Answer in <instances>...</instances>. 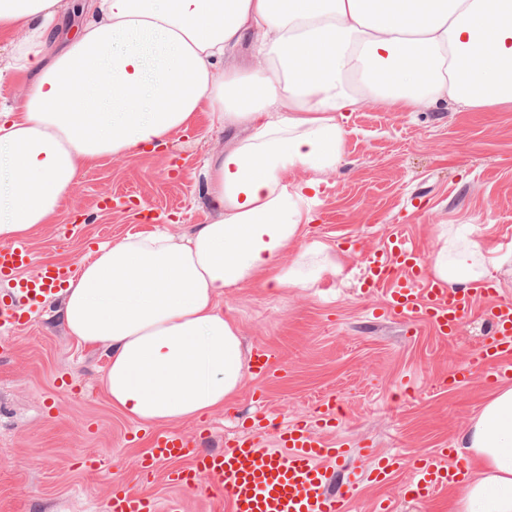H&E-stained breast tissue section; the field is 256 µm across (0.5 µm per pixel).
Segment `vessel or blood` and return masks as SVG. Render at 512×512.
<instances>
[{"instance_id": "1", "label": "vessel or blood", "mask_w": 512, "mask_h": 512, "mask_svg": "<svg viewBox=\"0 0 512 512\" xmlns=\"http://www.w3.org/2000/svg\"><path fill=\"white\" fill-rule=\"evenodd\" d=\"M73 275L68 265L35 263L26 241L0 247V281L10 283L12 292L0 298V333L28 324ZM368 284L383 289L384 314L407 324H428L445 338L453 337L473 310H480L493 326L492 338L479 351L485 381L492 384L512 374V303L498 301L494 285L448 287L432 279L418 250L398 237L370 255ZM339 420L335 404L327 402L310 422L283 429L275 447L243 437L210 453L198 452L194 438L185 434L157 432L140 460V472L146 478L164 472L167 482L185 491L205 484L222 488L229 512H350L349 492L327 489L325 463L344 451L312 434L313 428H332ZM400 472L408 475L406 490L412 497L429 500L458 486L465 469L451 449L441 448L411 459L398 453L374 459L363 475L381 482ZM102 509L160 512V505L153 496L132 492L113 478Z\"/></svg>"}]
</instances>
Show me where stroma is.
<instances>
[{
  "label": "stroma",
  "mask_w": 512,
  "mask_h": 512,
  "mask_svg": "<svg viewBox=\"0 0 512 512\" xmlns=\"http://www.w3.org/2000/svg\"><path fill=\"white\" fill-rule=\"evenodd\" d=\"M343 126V164L322 174L314 220L293 245L298 253L323 243L333 265L312 288H235L220 302L240 327L245 356L270 350L277 375L262 380L246 372L226 407L175 425L208 451L244 435L272 448L273 427L260 430L251 421L256 408L285 425L333 400L340 425L319 435L350 450L326 463L341 483L366 448L414 458L460 447L492 392L477 358L486 338L480 313L464 319L452 339L383 316V292L365 287V258L395 236L427 259L448 235L488 247L512 242V108L470 112L440 101L405 112L364 99ZM236 136L203 122L170 134L156 152L104 157L84 168L54 222L30 236L37 261L78 267L99 247L136 233L190 236L213 214L206 166ZM62 308L54 299L15 328L0 356V512H100L111 476L160 504L178 501L180 512H224L217 489L184 492L160 476L143 481L138 460L153 429L112 407L105 346L71 336ZM459 368L468 380L444 384ZM133 428L139 435L132 440ZM88 456L105 472L79 466ZM406 479L401 473L383 485L363 482L351 512H374L381 499L392 512H447L448 494L416 501L403 492Z\"/></svg>",
  "instance_id": "obj_1"
}]
</instances>
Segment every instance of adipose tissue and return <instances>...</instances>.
<instances>
[{
    "mask_svg": "<svg viewBox=\"0 0 512 512\" xmlns=\"http://www.w3.org/2000/svg\"><path fill=\"white\" fill-rule=\"evenodd\" d=\"M61 0H0V37L25 30L10 67L31 74L18 109L0 112L12 173L0 243L50 223L81 170L139 153L207 120L246 137L209 167L218 219L187 238L147 232L99 249L63 291L80 342L108 348L114 408L146 425L200 418L238 393L241 331L220 306L250 285L310 288L304 257L283 258L312 221L320 174L344 156V113L369 98L512 106V0H91L93 18L61 52L48 38ZM255 36L266 68L221 69ZM295 170L305 179L289 180ZM512 250L443 243L432 275L453 288L491 277ZM469 470L448 512H512V386L462 434Z\"/></svg>",
    "mask_w": 512,
    "mask_h": 512,
    "instance_id": "ef3b65f1",
    "label": "adipose tissue"
}]
</instances>
